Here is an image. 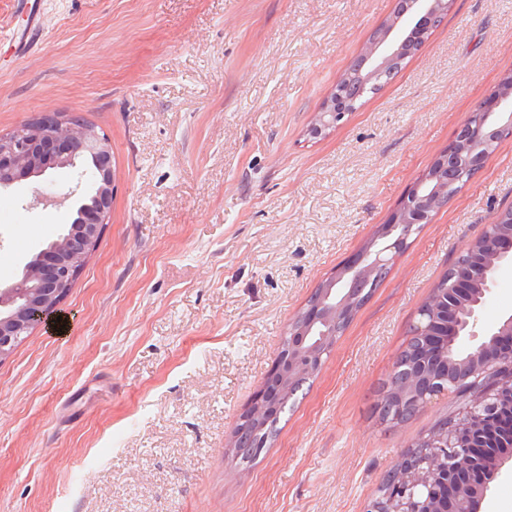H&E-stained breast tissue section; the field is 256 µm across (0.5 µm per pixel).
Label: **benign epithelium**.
<instances>
[{
    "mask_svg": "<svg viewBox=\"0 0 512 512\" xmlns=\"http://www.w3.org/2000/svg\"><path fill=\"white\" fill-rule=\"evenodd\" d=\"M452 2L398 0V18L382 26L359 53L364 75L380 77L411 52L409 40L398 36L401 19H406L408 35L423 41L431 20L445 14ZM344 80L340 76L323 100L308 129L310 137L328 134L353 111L341 95ZM504 95H512L511 83L498 84L487 96L489 111L468 113L448 147L416 180L388 223L338 268L341 275L332 274L318 285L320 304L305 308L288 325V345L240 422L268 416L295 378L321 369L324 354L336 345L337 326L351 321L360 309L361 282L387 267L390 253L407 248L413 225L427 223L432 215L433 200L441 198L432 170L477 173L489 150L512 138V107L500 105ZM50 168L89 175L90 193L77 200L62 233L24 263L15 281L0 287V362L35 328L60 313L112 212V149L94 127L74 118L40 114L0 133V191L40 177ZM465 253L478 263V275L459 276L448 289L432 290L413 326L424 350L443 348V370L430 373L426 360H418L400 396L423 406L438 394L457 392L474 377L490 375L488 385L473 402L460 407L450 433L438 443L430 468L407 471L397 486L398 495L373 502L371 512H399L397 503L408 512H485L489 484L506 465H512V363L507 362L512 358V314L477 328L488 295L501 273L512 268V216L498 221L493 233L469 244Z\"/></svg>",
    "mask_w": 512,
    "mask_h": 512,
    "instance_id": "1",
    "label": "benign epithelium"
}]
</instances>
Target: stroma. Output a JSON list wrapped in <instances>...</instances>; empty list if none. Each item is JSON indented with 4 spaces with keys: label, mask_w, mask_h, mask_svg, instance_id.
I'll return each mask as SVG.
<instances>
[{
    "label": "stroma",
    "mask_w": 512,
    "mask_h": 512,
    "mask_svg": "<svg viewBox=\"0 0 512 512\" xmlns=\"http://www.w3.org/2000/svg\"><path fill=\"white\" fill-rule=\"evenodd\" d=\"M0 0V133L53 112L109 141L116 186L53 323L0 361V512H369L440 395L386 424L378 394L418 307L512 206V138L421 225L255 464L225 448L319 282L385 224L512 72V0H453L398 74L307 129L396 0ZM77 175L0 192V284L68 222ZM234 477H225L226 469ZM30 0H17L18 6L22 10H26V25L23 30L12 32L9 39L14 40V44L20 53H29L38 45L43 37L44 24L39 10L33 9L29 3ZM346 73L336 80L334 89L323 100L319 111L316 113L309 129L308 134L312 138L325 136L331 130H334L344 119L348 112H353V108L345 104L341 91Z\"/></svg>",
    "instance_id": "obj_1"
}]
</instances>
